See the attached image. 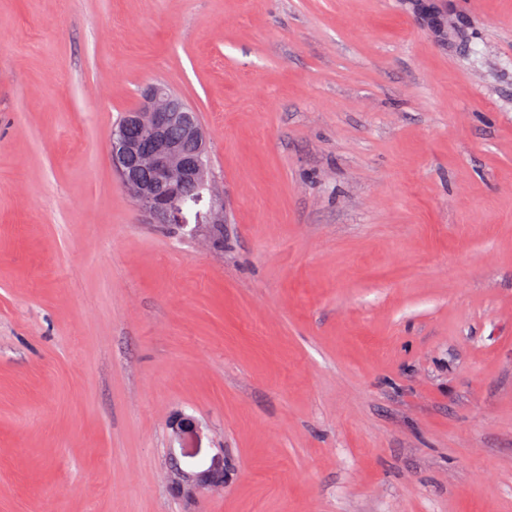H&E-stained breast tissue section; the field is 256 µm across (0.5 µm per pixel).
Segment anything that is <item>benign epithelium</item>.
Returning <instances> with one entry per match:
<instances>
[{"instance_id":"benign-epithelium-1","label":"benign epithelium","mask_w":512,"mask_h":512,"mask_svg":"<svg viewBox=\"0 0 512 512\" xmlns=\"http://www.w3.org/2000/svg\"><path fill=\"white\" fill-rule=\"evenodd\" d=\"M185 140L193 142V152L183 150ZM110 152L122 186L136 206L160 224L186 223V214L211 190L207 136L195 114L163 84L147 87L139 106L124 113ZM188 186L197 189L191 207L184 205ZM196 218L201 224H222L224 205L213 203ZM169 429L179 444L170 449L172 489L190 502L205 490L223 488L224 451L210 455L201 446L199 422L178 412Z\"/></svg>"}]
</instances>
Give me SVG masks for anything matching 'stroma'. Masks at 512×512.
<instances>
[{"label": "stroma", "mask_w": 512, "mask_h": 512, "mask_svg": "<svg viewBox=\"0 0 512 512\" xmlns=\"http://www.w3.org/2000/svg\"><path fill=\"white\" fill-rule=\"evenodd\" d=\"M0 0V512H512V0ZM192 106L218 227L112 169ZM169 429L179 444V448H170L172 489L190 502L205 490L224 488V451L209 455L207 448H202L199 422L178 412L171 419Z\"/></svg>", "instance_id": "35a3bbf8"}]
</instances>
